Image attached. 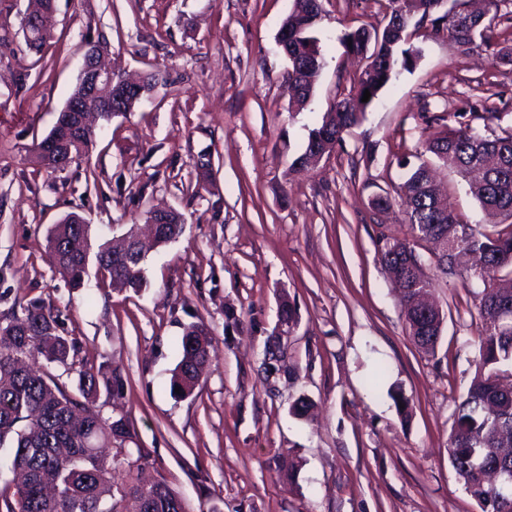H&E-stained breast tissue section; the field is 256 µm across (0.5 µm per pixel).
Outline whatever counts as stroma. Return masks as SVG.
<instances>
[{
  "label": "stroma",
  "instance_id": "obj_1",
  "mask_svg": "<svg viewBox=\"0 0 512 512\" xmlns=\"http://www.w3.org/2000/svg\"><path fill=\"white\" fill-rule=\"evenodd\" d=\"M27 0H0V312L58 309L88 360L127 381L95 411L125 417L117 482L163 479L188 512H480L448 462V432L475 371L479 320L434 268L445 315L435 354L411 340L380 264V233L406 230L398 158L423 152L434 116L493 138L512 133V36L488 52L448 36L416 39L421 58L385 87L315 168L296 171L308 132L365 67L339 42L304 109L288 91L276 36L293 0H56L41 53L26 45ZM324 26H380L378 0H322ZM108 39L115 72L163 73L114 117L88 159L37 169L81 67L85 36ZM25 83H18V75ZM212 166L198 179L202 155ZM183 217L176 241L143 264L147 286L70 289L43 251L62 217L123 233L149 210ZM296 309L292 326L283 304ZM212 340L194 393H173L189 325ZM409 399L403 420L397 396ZM310 408L296 418L292 406Z\"/></svg>",
  "mask_w": 512,
  "mask_h": 512
}]
</instances>
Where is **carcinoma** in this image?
<instances>
[{"mask_svg": "<svg viewBox=\"0 0 512 512\" xmlns=\"http://www.w3.org/2000/svg\"><path fill=\"white\" fill-rule=\"evenodd\" d=\"M459 0H384L387 19L383 28L358 26L345 30L338 40L345 50L367 55L368 65L356 85L336 98L333 111L311 129L304 150L293 160L299 167H314L317 156L334 151L342 134L356 125L380 92L401 72L413 68L418 47L406 43L408 31L430 22L431 32H448L467 51L491 47L497 16L473 29L457 18ZM281 27L288 29L286 78L294 90L297 108H304L326 64L324 44L330 40L323 28L316 0H294ZM368 101H362L364 91ZM443 167L465 181L468 193L485 210L512 219V134L493 139L480 137L466 127L438 125L424 144ZM398 184L396 197L380 198L383 210L395 201L404 206L407 234L382 233L377 254L388 271L406 274L405 321L409 333L421 337L422 352L435 354L442 327L431 315L422 330L413 311L412 288H431L425 260L417 251L422 242L439 241L447 248L475 256L460 269L451 260L434 268L457 280L472 298L481 322L478 359L469 387L457 406L448 435V459L457 479L475 500L480 512H512V483L493 482L489 473L512 472V222L470 224L458 216L448 198L430 183L428 163L409 166ZM45 249L70 288L84 286L95 275L103 288L127 285L138 292L146 287L140 246L126 262L112 258L106 233L96 236L81 224H55ZM0 328V473L23 477L14 488L0 489V512H177L179 496L163 481L145 487L115 486L114 461L102 449L129 437L125 419L103 417L89 403L100 395H120L124 379L108 361L94 364L79 357L80 345L63 327L60 312L33 302L22 315L11 312ZM210 339L202 328L189 326L181 338L182 359L171 377L179 394H193L209 360ZM50 365L64 368L76 381L77 393L66 383L27 364L33 351ZM112 505L103 507L106 499Z\"/></svg>", "mask_w": 512, "mask_h": 512, "instance_id": "obj_1", "label": "carcinoma"}]
</instances>
